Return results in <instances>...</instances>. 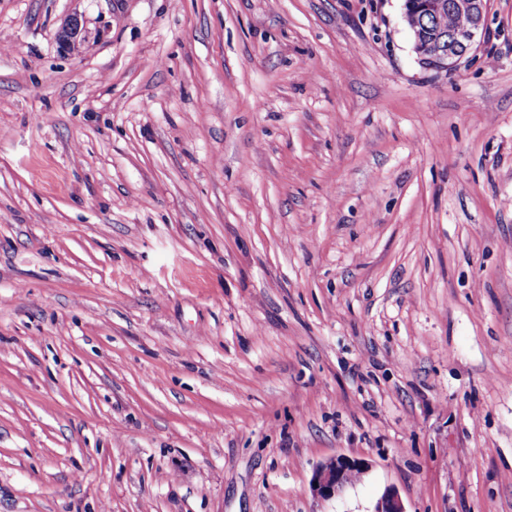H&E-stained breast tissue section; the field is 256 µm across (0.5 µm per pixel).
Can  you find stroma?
Returning a JSON list of instances; mask_svg holds the SVG:
<instances>
[{
  "instance_id": "stroma-1",
  "label": "stroma",
  "mask_w": 512,
  "mask_h": 512,
  "mask_svg": "<svg viewBox=\"0 0 512 512\" xmlns=\"http://www.w3.org/2000/svg\"><path fill=\"white\" fill-rule=\"evenodd\" d=\"M390 488L512 512V0L447 69L403 0H0V512ZM370 467L368 461L347 455L334 456L320 464L312 478V490L320 497L336 495L346 484L351 483V474L366 473ZM317 482V485H314Z\"/></svg>"
}]
</instances>
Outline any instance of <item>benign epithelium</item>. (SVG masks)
<instances>
[{
  "mask_svg": "<svg viewBox=\"0 0 512 512\" xmlns=\"http://www.w3.org/2000/svg\"><path fill=\"white\" fill-rule=\"evenodd\" d=\"M446 7L466 14L469 21L464 28L449 33L448 49L440 59L435 60L428 55L423 38L417 29H412L414 52L422 61L440 69L455 65L471 52L485 22L487 0H449L447 3L443 0H419L417 2L418 10L424 13H433ZM78 34V23L71 20L62 28L59 38L65 48L74 50L78 47ZM369 467L370 464L364 459L347 455L334 456L316 468L312 478L316 485L312 486V490L320 497L334 496L346 484L352 482V474L357 472L362 475L368 471ZM375 512H406V510L397 492L387 490L378 501Z\"/></svg>",
  "mask_w": 512,
  "mask_h": 512,
  "instance_id": "obj_1",
  "label": "benign epithelium"
}]
</instances>
